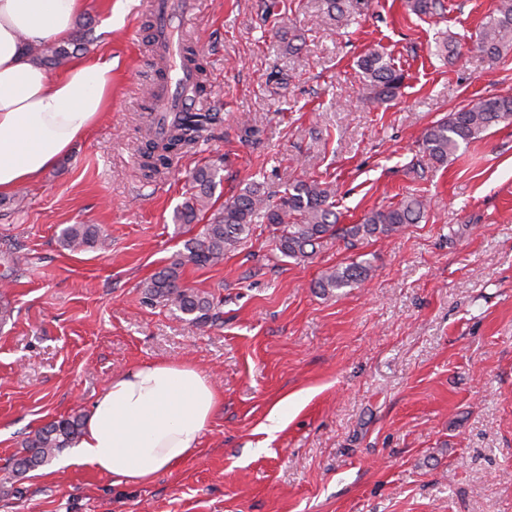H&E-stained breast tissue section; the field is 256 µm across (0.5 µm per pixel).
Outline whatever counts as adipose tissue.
Wrapping results in <instances>:
<instances>
[{
	"label": "adipose tissue",
	"mask_w": 512,
	"mask_h": 512,
	"mask_svg": "<svg viewBox=\"0 0 512 512\" xmlns=\"http://www.w3.org/2000/svg\"><path fill=\"white\" fill-rule=\"evenodd\" d=\"M85 0H0V194L32 183L70 153L112 100V64L73 60L51 75L29 45L65 39ZM221 397L196 366L145 363L113 378L94 402L73 461L145 483L199 446Z\"/></svg>",
	"instance_id": "1"
}]
</instances>
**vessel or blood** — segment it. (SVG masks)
<instances>
[{
	"instance_id": "b4317fda",
	"label": "vessel or blood",
	"mask_w": 512,
	"mask_h": 512,
	"mask_svg": "<svg viewBox=\"0 0 512 512\" xmlns=\"http://www.w3.org/2000/svg\"><path fill=\"white\" fill-rule=\"evenodd\" d=\"M197 0H143L141 10L151 22L153 52L149 58L161 81L150 97L154 118L153 132L164 138L172 120L182 113L196 111L200 102L196 92V71L183 60V20L195 12Z\"/></svg>"
}]
</instances>
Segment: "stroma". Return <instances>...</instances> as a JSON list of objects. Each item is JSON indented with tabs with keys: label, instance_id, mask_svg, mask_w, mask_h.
<instances>
[{
	"label": "stroma",
	"instance_id": "obj_1",
	"mask_svg": "<svg viewBox=\"0 0 512 512\" xmlns=\"http://www.w3.org/2000/svg\"><path fill=\"white\" fill-rule=\"evenodd\" d=\"M139 3L86 0L74 28L112 64V106L21 203L0 205V512H512V121L448 165L419 163L433 122L512 96V50L493 63L475 46L498 0H441L421 17L404 0H367L341 27L316 25L324 0H276L270 15L265 0H198L184 31L220 121L152 179ZM445 36L459 56L437 55ZM372 47L406 74L387 103L357 67ZM246 124L257 138L243 139ZM219 157V207L253 181L275 202L317 178L336 184L344 224L408 196L427 208L353 249L325 238L305 262L276 254L256 225L222 264L183 268L220 303L200 327L145 304L142 285L202 231L176 211L192 173ZM69 224L98 225L101 243L65 249ZM361 255L369 279L317 291L322 271ZM159 361L195 365L223 397L189 458L142 484L57 459L13 476L28 435L88 414L113 377Z\"/></svg>",
	"mask_w": 512,
	"mask_h": 512
}]
</instances>
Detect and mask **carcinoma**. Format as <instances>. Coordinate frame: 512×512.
I'll use <instances>...</instances> for the list:
<instances>
[{"label":"carcinoma","mask_w":512,"mask_h":512,"mask_svg":"<svg viewBox=\"0 0 512 512\" xmlns=\"http://www.w3.org/2000/svg\"><path fill=\"white\" fill-rule=\"evenodd\" d=\"M406 5L416 15H431L440 3L439 0H406ZM360 10L361 0H326L319 23L338 25ZM89 44L86 35L79 33L66 44L41 42L30 46L29 51L41 65L58 68L66 65L77 52L87 50ZM476 47L492 62L512 49V0H498L496 8L480 25ZM359 69L374 96L380 100L393 99L404 85V73L375 49L364 54ZM208 120L209 117L197 113L185 116L172 125L162 142L147 141L144 168L149 176L168 168L171 157L195 142L199 127ZM507 121H512V96L477 98L425 130L421 137L422 154L432 164L446 165L460 145ZM219 171L220 167L216 165H205L194 172L195 192L177 211L180 221L192 224L208 209L219 184ZM335 196L336 190L329 183L299 179L278 202L272 203L260 183H249L232 200L224 202V209L203 225L199 236L189 240L168 266L146 282L143 302L169 306L190 317V321L198 326L212 324L219 319L214 298L181 283L179 270L187 265L205 267L222 263L226 253L246 243L254 225L265 224L274 229V250L282 257L305 261L314 258L320 243L328 236H336L355 246L418 223L426 210L422 200L409 197L393 207L369 212L359 224L340 225ZM97 237L98 230L93 224H70L62 229L60 240L63 247L75 252L95 243ZM371 272L372 265L367 260L332 267L321 273L314 287L325 293L359 285ZM82 427L83 420L79 415L45 423L27 437L22 450L14 455L12 473L22 476L47 464L63 449L76 443Z\"/></svg>","instance_id":"obj_1"}]
</instances>
